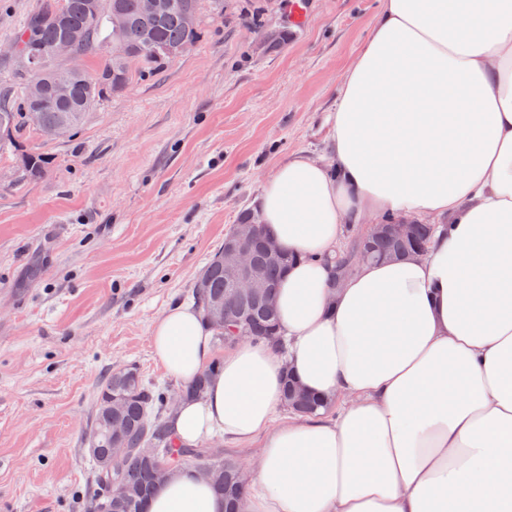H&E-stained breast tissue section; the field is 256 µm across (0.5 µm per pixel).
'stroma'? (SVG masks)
Masks as SVG:
<instances>
[{"instance_id": "obj_1", "label": "stroma", "mask_w": 512, "mask_h": 512, "mask_svg": "<svg viewBox=\"0 0 512 512\" xmlns=\"http://www.w3.org/2000/svg\"><path fill=\"white\" fill-rule=\"evenodd\" d=\"M41 4L0 0V90L17 87L8 50ZM380 5L224 0L195 49L107 97L77 131L26 133L22 148L45 158L40 176L22 177L0 147V512H83L109 373L181 389L153 353L154 320L191 303L281 160L329 161L340 77ZM261 29L285 39L256 52Z\"/></svg>"}]
</instances>
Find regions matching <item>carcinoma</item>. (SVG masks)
Instances as JSON below:
<instances>
[{
  "label": "carcinoma",
  "mask_w": 512,
  "mask_h": 512,
  "mask_svg": "<svg viewBox=\"0 0 512 512\" xmlns=\"http://www.w3.org/2000/svg\"><path fill=\"white\" fill-rule=\"evenodd\" d=\"M160 4L157 11L144 12L140 9V0H45L14 38L16 57L35 54L39 61L33 70L18 68L23 81L19 95L0 96V140L6 136L19 137L30 129L46 138L48 131L61 122L77 128L88 112L107 96L125 90L135 78L151 76L193 50L203 34L204 6H209L212 14L224 17V0H160ZM116 12L126 19L119 31L112 27ZM63 39L72 41L76 55L86 62H98V67L85 70L82 76L72 75L67 63L54 55L56 44ZM39 80L69 83L70 101L60 103L46 95L37 107H32L31 88ZM42 169L39 154L22 157L24 176L34 178ZM434 230L433 224H417L410 239L381 235L372 240L373 259L382 260L391 254L408 255L415 247L427 245ZM253 260L262 272L266 291L275 293L291 257L285 252L280 260L272 261L258 246L254 249ZM197 283L199 286L193 289L192 295L203 317H209L214 304L222 303L248 318L244 326L235 330L215 329L220 339L280 342L275 308L257 298H236L228 294L224 284V249L214 254ZM215 373V367H210L202 377L179 390L178 397H201L208 378ZM171 400L167 391L144 383L133 369L113 372L101 383L92 435L98 456L93 458V463L109 456L106 433L112 406L125 423L122 441L127 448L118 463V472L128 495L112 502L109 512H145L148 500L169 473L199 455L200 449L186 448L176 441L163 418ZM148 445L158 449L157 456L150 457L142 451ZM212 467L211 483L224 497L226 512H238L245 481L237 461L226 459L217 451ZM96 483L97 492L84 503L86 512H101L106 501L105 480L99 474Z\"/></svg>",
  "instance_id": "1"
}]
</instances>
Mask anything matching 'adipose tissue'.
Returning a JSON list of instances; mask_svg holds the SVG:
<instances>
[{"instance_id":"obj_1","label":"adipose tissue","mask_w":512,"mask_h":512,"mask_svg":"<svg viewBox=\"0 0 512 512\" xmlns=\"http://www.w3.org/2000/svg\"><path fill=\"white\" fill-rule=\"evenodd\" d=\"M330 162L282 160L259 194L264 232L293 255L276 294L282 345L225 351L177 439L258 447L241 512H512V0H383L346 71ZM418 218L422 255L325 261L346 224ZM182 382L212 330L175 306L150 331ZM292 375L330 411L285 415ZM149 512H224L194 465Z\"/></svg>"}]
</instances>
